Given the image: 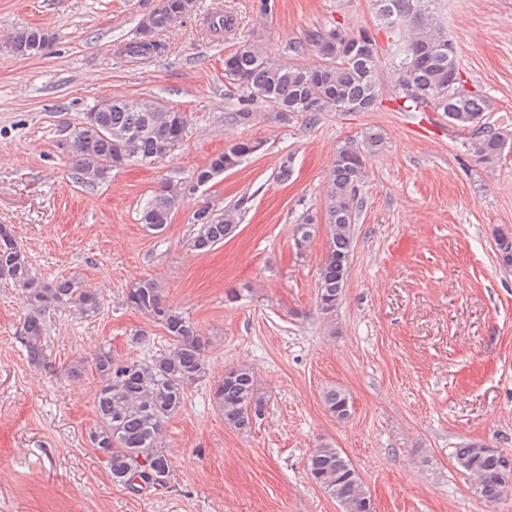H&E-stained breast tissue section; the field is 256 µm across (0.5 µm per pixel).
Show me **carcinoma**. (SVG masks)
<instances>
[{"label":"carcinoma","mask_w":512,"mask_h":512,"mask_svg":"<svg viewBox=\"0 0 512 512\" xmlns=\"http://www.w3.org/2000/svg\"><path fill=\"white\" fill-rule=\"evenodd\" d=\"M432 0H374L377 19L392 42V88L389 101L399 112H432L448 120L465 151L480 164L493 165L512 149V135L491 121L498 111L494 100L480 90H469L457 61V52L443 24L431 13ZM194 0H158L143 17L139 37L128 43L130 57L161 52L154 39L193 8ZM18 55L48 54L52 36L42 29H23L11 36ZM315 52L320 63L301 62ZM289 61L273 57L260 43L244 39L224 56V82L236 107L224 113V122L245 126L253 109L262 105L282 125L296 120L313 124L322 112H374L383 104L380 57L373 36L351 33L334 25L288 46ZM97 131L78 126L68 134L74 168L80 179L92 183L130 162L151 165L174 154L187 137L189 119L159 99L117 98L112 107L95 113ZM383 144V135L367 131L360 140L348 139L336 147L329 170L322 217L303 214L293 230L294 247L302 254L319 232L325 233V253L317 272L316 304L333 315L342 301L355 248L354 226L363 207L360 196L368 156ZM261 148L254 140L228 141L224 151L211 156L193 173L203 187L215 177L240 166ZM185 197L184 182L167 180L141 211V223L162 232ZM247 198L217 208L204 202L192 214L194 229L188 246L205 252L230 237L240 223ZM498 264L512 268V229L493 233ZM0 283L14 288L26 308L20 329L29 361L45 364L48 324L62 313L89 317L101 306L98 292L77 276L46 280L35 272L18 245L11 226L0 224ZM126 302L162 327L171 344L140 359L121 363L109 351L91 358L99 379L95 397L96 421L89 439L103 455L112 482L140 492L167 485L171 463L164 445L166 422L184 408L189 384L209 375L207 352L211 342L196 333L190 318L170 307L161 288L150 278L133 282ZM211 396L224 424L240 432L261 419L268 399L252 366L233 365L211 384ZM322 402L334 418L348 420L353 398L339 386L323 390ZM456 464L475 485L473 493L496 503L512 489V469L501 462V451L481 441H469L455 451ZM311 480L336 500L342 512H374L370 490L344 452L320 441L307 458Z\"/></svg>","instance_id":"obj_1"}]
</instances>
